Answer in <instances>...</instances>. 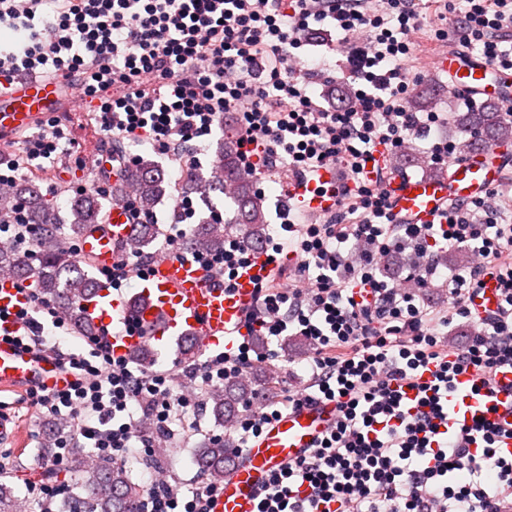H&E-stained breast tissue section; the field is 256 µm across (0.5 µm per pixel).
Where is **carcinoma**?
<instances>
[{"label":"carcinoma","instance_id":"obj_1","mask_svg":"<svg viewBox=\"0 0 512 512\" xmlns=\"http://www.w3.org/2000/svg\"><path fill=\"white\" fill-rule=\"evenodd\" d=\"M454 122L469 130L474 136L456 145L457 158L468 156L480 147H497L512 144V123L505 121L503 106L486 101L455 115ZM402 160L436 175L429 161L415 153L411 147L401 152ZM118 181L131 183L138 189L143 205L153 206L168 194L170 182L166 171L156 162L139 159L117 168ZM235 186L233 221L224 224L215 219L202 220L190 230L193 244H202L214 252L224 251V240L231 232L245 235L259 244L267 228L264 198L254 188L251 178L241 174L238 165L237 133L229 131L219 143L210 171L206 174L189 170L181 184V195H206L224 192V182ZM20 205L24 222L35 226L37 235L55 238L60 244L52 250H42L36 255L38 272L34 282L36 292L46 302L68 311L75 334L92 336L93 325L85 318L82 303L93 296L100 287L97 279L86 270L92 261L76 259L71 244L85 234L87 229L106 220L102 202L95 196L82 195L69 201V223L62 226L54 207L32 181L0 182V208ZM155 239L151 224H141L137 233L127 242V248L138 253ZM0 269L9 271L17 280L30 278L31 268L24 255L14 248L0 246ZM250 378L235 379L209 390L207 400L215 419L223 423L234 419L239 402L253 393ZM235 450V442L226 435L210 439L195 451V462L214 483L224 482V463ZM66 490L65 508L61 512H136L141 488L128 472L104 460H91L83 448L70 451V462L63 479ZM0 512H17L16 488L12 480L0 477Z\"/></svg>","mask_w":512,"mask_h":512}]
</instances>
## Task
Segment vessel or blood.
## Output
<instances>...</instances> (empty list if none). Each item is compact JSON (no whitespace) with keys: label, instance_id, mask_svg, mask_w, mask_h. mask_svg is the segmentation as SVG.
<instances>
[{"label":"vessel or blood","instance_id":"obj_1","mask_svg":"<svg viewBox=\"0 0 512 512\" xmlns=\"http://www.w3.org/2000/svg\"><path fill=\"white\" fill-rule=\"evenodd\" d=\"M448 71L451 84L493 99L512 98V81L506 72L484 59L448 52L439 60ZM61 87L56 83L22 77L0 90V142L39 126L44 115L58 111ZM511 161L487 150L464 162L450 161L447 174L436 179H415L395 175L390 182L394 213L406 224H430L451 201L483 194L501 182ZM335 168L319 171L307 185H290L288 191L309 212L322 213L331 200L316 194L320 183L335 182ZM133 223L122 204H113L108 220L86 232L80 241V255L108 267L119 247L132 235ZM267 263L264 249L254 250L249 265L237 268L231 285L210 275L193 258L161 259L147 269L139 282L136 300L124 292L103 286L86 303L99 329L109 333L114 356H125L170 336L190 337L209 346L223 343L234 350L245 332L247 314L257 304L256 277ZM29 300L16 282L0 276V308L7 315L0 320V386L40 385L48 389L65 386L68 377L50 354L28 351L11 340L19 325L14 314ZM136 318L140 331L128 330L127 318ZM488 416L501 427L512 430V370L496 377L492 396L475 388L471 374L457 375L450 384L448 424L451 429ZM336 419V405L317 402L283 413L232 462L224 479V490L213 503V512H256L257 494L275 472L314 447Z\"/></svg>","mask_w":512,"mask_h":512}]
</instances>
